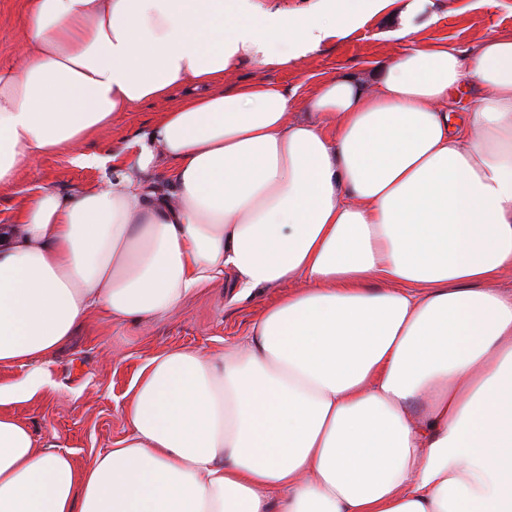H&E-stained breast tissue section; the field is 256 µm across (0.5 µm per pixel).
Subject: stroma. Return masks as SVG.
I'll return each instance as SVG.
<instances>
[{
	"label": "stroma",
	"mask_w": 512,
	"mask_h": 512,
	"mask_svg": "<svg viewBox=\"0 0 512 512\" xmlns=\"http://www.w3.org/2000/svg\"><path fill=\"white\" fill-rule=\"evenodd\" d=\"M439 3L436 18L407 36H398L396 20L381 13L288 68L270 70L245 62L227 72L224 83L277 81L301 102L326 78L381 66L413 43L452 42L471 50L487 37L512 32V0ZM166 107L159 101L124 113L96 136L93 149L121 147ZM100 178L99 171L75 168L64 156L47 157L36 171L23 173L13 190L0 195V224L7 223L11 207L35 183L71 191ZM286 292V287L273 286L258 290L251 300L238 301L229 282L222 281L204 285L171 318L118 324L91 316L51 357L49 385L32 398L6 403L4 409L25 419L38 443L59 444L70 451L76 465H86L125 433L127 392L150 358L175 348L223 353L225 346L244 341L264 309Z\"/></svg>",
	"instance_id": "35a3bbf8"
}]
</instances>
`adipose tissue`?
Here are the masks:
<instances>
[{
  "label": "adipose tissue",
  "instance_id": "ef3b65f1",
  "mask_svg": "<svg viewBox=\"0 0 512 512\" xmlns=\"http://www.w3.org/2000/svg\"><path fill=\"white\" fill-rule=\"evenodd\" d=\"M25 2L0 192L49 155L103 177L34 184L0 224V366L30 367L0 406L91 314L168 318L227 272L240 300L291 290L221 355L149 359L85 466L0 409V512H512V33L413 44L296 118L225 72L434 0ZM169 97L131 155L89 150Z\"/></svg>",
  "mask_w": 512,
  "mask_h": 512
}]
</instances>
